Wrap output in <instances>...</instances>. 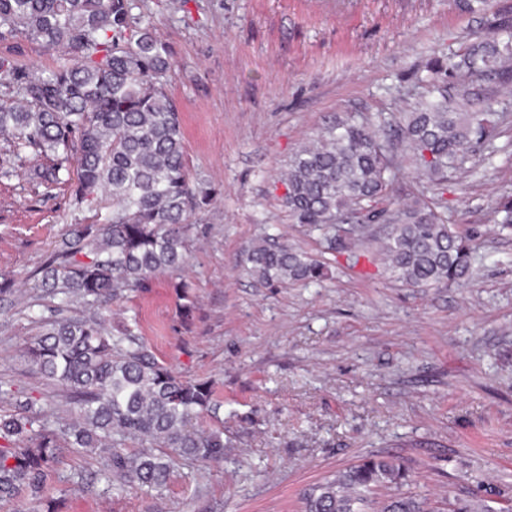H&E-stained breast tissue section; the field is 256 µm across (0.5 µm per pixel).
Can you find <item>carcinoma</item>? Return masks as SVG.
I'll return each mask as SVG.
<instances>
[{"label": "carcinoma", "mask_w": 512, "mask_h": 512, "mask_svg": "<svg viewBox=\"0 0 512 512\" xmlns=\"http://www.w3.org/2000/svg\"><path fill=\"white\" fill-rule=\"evenodd\" d=\"M135 8L136 0H0V40L22 35L69 56L41 74L0 59V138L9 145L0 179L17 175L16 162L30 154L40 161L28 172L34 186L64 185L76 209L93 211L49 255L38 287L57 303L36 317L38 337L25 348L78 417L53 420L33 397L0 417V502L31 497L42 512H60L43 492L62 448L101 458L96 475L77 473L83 490L100 479L109 489L159 492L180 459L224 460V422L194 425L216 414L213 386L175 375L129 329L112 334L106 316L112 302L148 288L155 276L182 274L197 232L192 217L209 202L192 181L179 110L164 87L172 64L149 29L131 34ZM422 82L426 94L409 111L348 117L301 146L281 179L282 200L294 223L333 233L336 252L350 248L337 234L344 221L359 230L389 224L385 257L400 281L463 284L472 239L439 208L448 172L488 135L490 107L477 104L512 89V32L473 35L433 59ZM399 146L426 180L427 196L407 205L395 204L390 191ZM247 261L270 286L323 276V263L265 240ZM74 309L83 315H69ZM128 440L151 448L131 451ZM410 482L399 459L366 458L304 492L302 512H360L379 490V512H425V502L405 490ZM448 512L504 510L468 494L448 503Z\"/></svg>", "instance_id": "1"}]
</instances>
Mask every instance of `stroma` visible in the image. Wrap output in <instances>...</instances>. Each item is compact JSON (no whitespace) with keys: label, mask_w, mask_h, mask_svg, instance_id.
Here are the masks:
<instances>
[{"label":"stroma","mask_w":512,"mask_h":512,"mask_svg":"<svg viewBox=\"0 0 512 512\" xmlns=\"http://www.w3.org/2000/svg\"><path fill=\"white\" fill-rule=\"evenodd\" d=\"M136 14L167 49V91L181 112L191 176L211 192L184 274L194 309L183 318L164 275L112 306L158 360L207 380L221 403L224 460L179 461L159 494L88 491L70 478L93 454L62 449L46 496L60 512H300L305 489L365 456L409 467L410 492L443 507L459 477L494 507L512 499V228L494 203L512 198V95L463 171L448 175L447 217L471 237L466 285L409 286L374 225L356 254L328 250L292 223L280 171L317 132L346 115L407 111L428 62L474 33L512 27V0H137ZM52 70L63 53L17 36L0 55ZM0 181V379L45 397L24 358L32 318L54 300L29 278L69 225L92 214L66 186ZM287 243L324 262L320 281L268 286L248 270L249 247Z\"/></svg>","instance_id":"35a3bbf8"}]
</instances>
